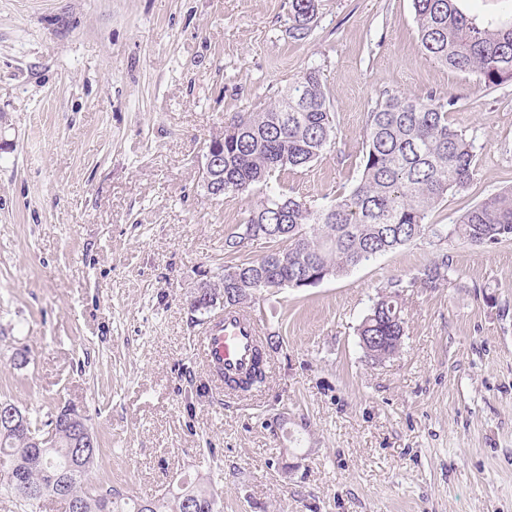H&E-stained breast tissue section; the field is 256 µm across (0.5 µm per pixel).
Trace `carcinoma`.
<instances>
[{
  "label": "carcinoma",
  "mask_w": 512,
  "mask_h": 512,
  "mask_svg": "<svg viewBox=\"0 0 512 512\" xmlns=\"http://www.w3.org/2000/svg\"><path fill=\"white\" fill-rule=\"evenodd\" d=\"M422 52L450 70L474 74L491 88L512 81V8L505 18L480 19L464 12L461 0H413ZM318 0H291L289 34L308 37ZM366 146L359 183L347 194L323 205H309L286 194L265 195L244 224L224 238V253L237 254L240 231L253 238L266 229L288 226V243L258 260L224 266V278L204 282L197 307L224 305V314L243 310L252 294L266 283L309 279L326 267L341 276L351 268L396 250L430 231L429 213L450 193L464 190L474 176L471 140L448 124V103L430 99L391 97L368 113ZM330 98L320 73L309 70L288 84L281 97L262 112L239 116L224 125V150L219 156L220 195L239 194L268 186L275 174L310 166L333 140ZM453 232L475 245L497 244L512 237V187L486 199L462 215ZM448 249L426 267L423 288L448 280ZM401 280L377 297L358 328L360 336L391 340L365 355L383 361L396 355L402 343ZM278 347L276 335L262 337L253 372L244 392L266 381L263 352ZM62 411L47 417L23 411L24 423L0 430V493L13 499L17 512H36L50 499L84 512H220L215 491L186 483L151 499L130 497L117 489L89 482L102 459L99 443L91 450L74 448L77 426L61 421ZM53 431L54 445L43 452L30 441Z\"/></svg>",
  "instance_id": "cac0c4a2"
}]
</instances>
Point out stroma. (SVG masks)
I'll list each match as a JSON object with an SVG mask.
<instances>
[{
  "label": "stroma",
  "instance_id": "obj_1",
  "mask_svg": "<svg viewBox=\"0 0 512 512\" xmlns=\"http://www.w3.org/2000/svg\"><path fill=\"white\" fill-rule=\"evenodd\" d=\"M289 0H0V400L86 416L92 483L150 499L184 482L221 512H512V239H419L314 287L246 308L280 344L265 388L218 391L193 341L224 272V238L261 190L206 196L211 137L318 70L336 137L274 191L312 205L360 176L368 112L453 99L472 181L433 209L455 225L512 186V82L426 57L413 0H319L310 35ZM400 297L404 345L376 362L357 328ZM437 261L426 267L420 277L422 288H436L442 282L448 280V273L451 269L450 259L447 253L448 248H443Z\"/></svg>",
  "mask_w": 512,
  "mask_h": 512
}]
</instances>
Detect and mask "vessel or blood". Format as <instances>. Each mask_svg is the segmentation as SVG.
I'll use <instances>...</instances> for the list:
<instances>
[{
	"label": "vessel or blood",
	"mask_w": 512,
	"mask_h": 512,
	"mask_svg": "<svg viewBox=\"0 0 512 512\" xmlns=\"http://www.w3.org/2000/svg\"><path fill=\"white\" fill-rule=\"evenodd\" d=\"M259 337L257 325L247 314L220 318L205 331L202 361L217 376L245 374L254 363Z\"/></svg>",
	"instance_id": "b4317fda"
}]
</instances>
